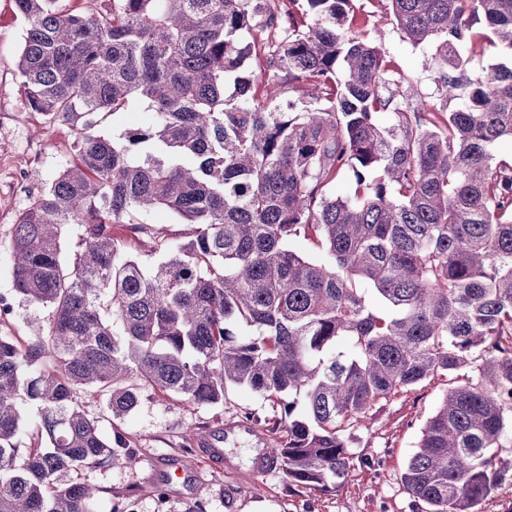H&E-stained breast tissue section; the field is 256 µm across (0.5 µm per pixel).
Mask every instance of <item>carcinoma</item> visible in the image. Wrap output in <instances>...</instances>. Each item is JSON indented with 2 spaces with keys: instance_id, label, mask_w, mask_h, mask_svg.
<instances>
[{
  "instance_id": "1",
  "label": "carcinoma",
  "mask_w": 512,
  "mask_h": 512,
  "mask_svg": "<svg viewBox=\"0 0 512 512\" xmlns=\"http://www.w3.org/2000/svg\"><path fill=\"white\" fill-rule=\"evenodd\" d=\"M301 1L310 23L290 10ZM58 2L15 0L27 105L85 123L75 164L14 225V291L50 322L26 345L0 335V512H98L99 489L57 477L135 459L81 400L126 415L133 378L197 406L224 403L229 384L279 404L268 449L291 481L328 491L373 406L466 369L406 461L412 512H478L512 482L498 458L512 439V162L493 154L512 140V0H387L430 48L442 100L464 92L451 111L387 77L350 31L353 0H110L106 17L99 0L82 14ZM480 17L509 58L474 79L461 47L475 49ZM133 101L144 125L89 131ZM344 172L350 199L328 191ZM157 208L188 239L137 220ZM111 224L139 235L118 241ZM301 236L323 259L289 247ZM25 424L47 447L19 448Z\"/></svg>"
}]
</instances>
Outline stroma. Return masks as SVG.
I'll return each instance as SVG.
<instances>
[{"instance_id":"obj_1","label":"stroma","mask_w":512,"mask_h":512,"mask_svg":"<svg viewBox=\"0 0 512 512\" xmlns=\"http://www.w3.org/2000/svg\"><path fill=\"white\" fill-rule=\"evenodd\" d=\"M356 5L353 27L384 54L390 77L413 80L423 100L439 104L429 50L405 38L386 0H356ZM23 30L14 0H0V296L13 303L4 329L22 343L32 336L34 323H46L48 311L13 290V228L46 182L74 161L79 132L78 124L50 121L27 107L17 72ZM452 382V376H435L361 419L351 430V447L366 462L329 492L292 482L279 468L266 475L253 472L256 435L266 432L280 411L239 385L228 386L223 405L213 408L143 386L138 406L123 417L113 416L102 400L85 399V410L97 418L103 435L122 433L136 456L126 467L84 468L80 477L102 489L99 512H110L118 497L132 500L133 512H411L400 481L403 466ZM244 413L254 417L255 435L225 444L223 457L212 458L205 437ZM177 462L188 467L179 479L170 475Z\"/></svg>"}]
</instances>
